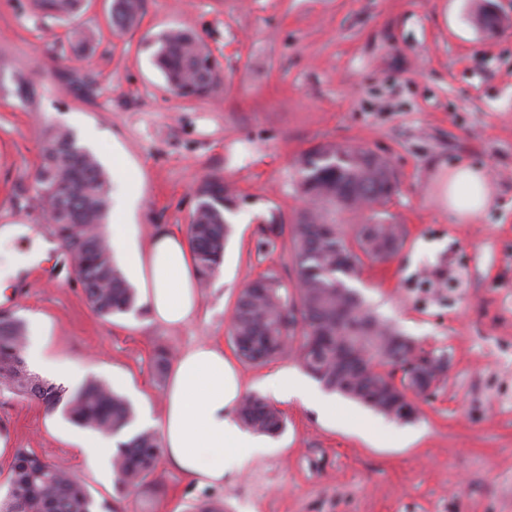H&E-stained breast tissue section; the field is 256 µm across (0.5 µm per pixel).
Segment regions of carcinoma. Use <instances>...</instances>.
I'll return each instance as SVG.
<instances>
[{
    "instance_id": "carcinoma-1",
    "label": "carcinoma",
    "mask_w": 512,
    "mask_h": 512,
    "mask_svg": "<svg viewBox=\"0 0 512 512\" xmlns=\"http://www.w3.org/2000/svg\"><path fill=\"white\" fill-rule=\"evenodd\" d=\"M85 0H37L46 16L57 20L79 16ZM143 0H112V27L129 31L142 19ZM96 35L78 33L72 55L94 50ZM152 61L168 87L183 97H208L220 79V64L203 52L197 35L171 29L157 37ZM388 164L363 148L333 144L310 150L300 161L299 185L312 207L301 211L290 225L293 257L298 266L294 291L273 275L246 285L237 298L229 335L236 354L259 364L288 353L326 390L368 404L370 400L394 408L397 416L413 414L407 378L395 384L396 371L413 343L392 325L363 306L346 280L355 276L361 257H391L401 246L399 225L372 215L348 239L336 223L339 212L360 209L363 198L385 203L391 197ZM41 208L51 217L61 250L68 254L83 284L91 309L108 318L133 312L137 293L115 264L112 248L102 230L109 189L97 157L77 145L67 130L45 134L41 161L35 175ZM197 204L188 225V242L202 278L219 271L231 224L225 213L232 197L220 181H207L196 191ZM25 323L0 316V377L18 396L48 410L63 408L75 424L116 437L136 420L131 401L109 385L88 380L78 389L65 388L31 376L24 365ZM377 360L391 367L388 376L368 370ZM238 417L259 434L275 437L287 422L265 397L253 393L241 401ZM161 440L151 429H141L119 441L112 454V469L119 486L139 488L155 476ZM0 512H95L86 487L64 468L29 450L15 453Z\"/></svg>"
}]
</instances>
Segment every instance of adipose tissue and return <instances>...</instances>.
Listing matches in <instances>:
<instances>
[{
	"instance_id": "1",
	"label": "adipose tissue",
	"mask_w": 512,
	"mask_h": 512,
	"mask_svg": "<svg viewBox=\"0 0 512 512\" xmlns=\"http://www.w3.org/2000/svg\"><path fill=\"white\" fill-rule=\"evenodd\" d=\"M491 201L484 169L460 165L439 184L438 202L456 223L470 224ZM109 242L122 257L128 275L141 285V297L154 321L178 328L199 307L196 270L186 239L167 229L155 231L145 247H129L115 235ZM270 386L278 398L315 402L334 415L332 401L320 398L298 374L284 370ZM245 395L239 375L223 348L199 342L178 352L169 372L161 438L168 465L199 485L220 487L243 474L264 449L267 438L243 429L235 415Z\"/></svg>"
}]
</instances>
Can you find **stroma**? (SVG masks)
I'll return each mask as SVG.
<instances>
[{
  "instance_id": "35a3bbf8",
  "label": "stroma",
  "mask_w": 512,
  "mask_h": 512,
  "mask_svg": "<svg viewBox=\"0 0 512 512\" xmlns=\"http://www.w3.org/2000/svg\"><path fill=\"white\" fill-rule=\"evenodd\" d=\"M110 4L87 0L61 22L35 0H0V225L41 232L34 171L47 130L63 128L108 172V222L132 243L161 227L185 234L196 189L213 178L234 197L233 234L219 272L197 286L196 319L177 329L145 306L98 316L62 251L32 265L0 315L26 323L42 359L71 368L65 388L105 381L157 423L167 379L156 349L208 341L247 393L271 397L270 379L299 363L237 359L229 317L258 276L295 283L283 228L307 205L300 157L326 143L388 162L396 190L377 212L403 243L363 260L350 285L446 369L411 419L340 396L328 421L279 400L287 428L246 474L206 488L162 462L155 482L129 492L90 448L97 432L0 386V485L24 448L85 484L97 512H192L207 497L224 512H512V0H144L123 34ZM487 10L500 20L492 31L478 22ZM81 27L98 43L74 62ZM171 28L196 32L220 62L209 97H178L153 65L150 45ZM65 65L74 82L59 79ZM21 81L32 95H17ZM459 164L490 177L491 202L471 224L436 198L441 171Z\"/></svg>"
}]
</instances>
